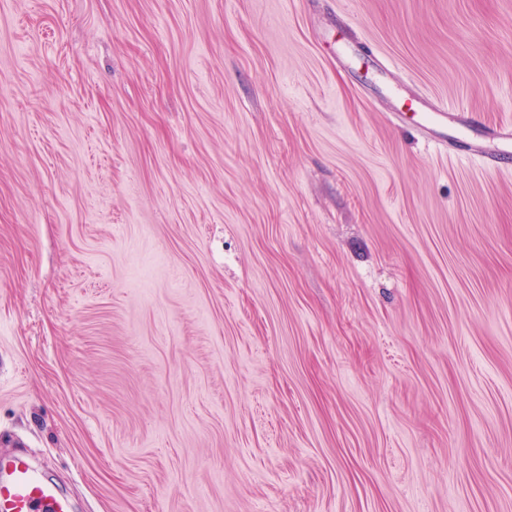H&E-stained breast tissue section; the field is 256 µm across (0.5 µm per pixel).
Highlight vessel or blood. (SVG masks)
<instances>
[{"label":"vessel or blood","instance_id":"b4317fda","mask_svg":"<svg viewBox=\"0 0 512 512\" xmlns=\"http://www.w3.org/2000/svg\"><path fill=\"white\" fill-rule=\"evenodd\" d=\"M409 109L423 113L428 138L440 146H455L497 169L512 165V127H480L476 114L431 110L422 96ZM0 512H71V505L25 459L0 458Z\"/></svg>","mask_w":512,"mask_h":512}]
</instances>
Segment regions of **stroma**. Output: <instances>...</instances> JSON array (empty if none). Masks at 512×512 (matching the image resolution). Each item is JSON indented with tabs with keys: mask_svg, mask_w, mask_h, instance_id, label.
I'll return each mask as SVG.
<instances>
[{
	"mask_svg": "<svg viewBox=\"0 0 512 512\" xmlns=\"http://www.w3.org/2000/svg\"><path fill=\"white\" fill-rule=\"evenodd\" d=\"M512 0H0V449L74 512H512ZM407 111L426 113L427 137L444 150L452 144L464 155L481 158L496 169L512 165V127L485 126L481 135L472 136L469 132L482 124L476 114L448 112L447 108L431 109L424 95L411 102Z\"/></svg>",
	"mask_w": 512,
	"mask_h": 512,
	"instance_id": "obj_1",
	"label": "stroma"
}]
</instances>
